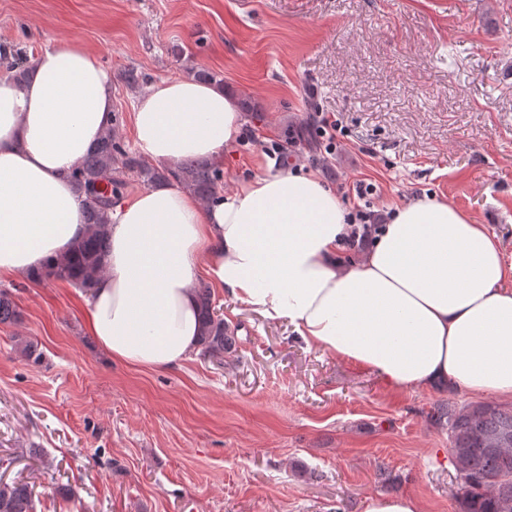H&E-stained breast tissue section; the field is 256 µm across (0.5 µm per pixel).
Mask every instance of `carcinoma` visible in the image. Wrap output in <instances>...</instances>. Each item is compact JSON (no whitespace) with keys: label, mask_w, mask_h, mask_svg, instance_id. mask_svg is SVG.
<instances>
[{"label":"carcinoma","mask_w":512,"mask_h":512,"mask_svg":"<svg viewBox=\"0 0 512 512\" xmlns=\"http://www.w3.org/2000/svg\"><path fill=\"white\" fill-rule=\"evenodd\" d=\"M17 81L30 72L28 60L18 56L8 65ZM137 174L141 182H178L207 202L224 184V172L207 163L187 159L173 168L158 169L141 163L120 143L118 129L108 128L72 171L71 177L84 195L87 232L72 253L49 261L32 275L34 279H58L80 288L92 284L106 270L108 212L124 187L125 174ZM201 336L198 346L205 358L221 362L233 350L235 331L224 323L214 304L211 288H196ZM20 311L9 288H0V323H13ZM436 428L448 430L457 468L458 512H512V408L494 403L456 407L438 403L428 414ZM0 512H34L32 486L24 481L0 478Z\"/></svg>","instance_id":"obj_1"}]
</instances>
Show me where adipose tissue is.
<instances>
[{
	"label": "adipose tissue",
	"instance_id": "1",
	"mask_svg": "<svg viewBox=\"0 0 512 512\" xmlns=\"http://www.w3.org/2000/svg\"><path fill=\"white\" fill-rule=\"evenodd\" d=\"M114 85L72 42L43 49L24 82L0 78V277L40 270L85 236L70 178L111 126ZM244 119L222 88L149 85L134 106L138 153L174 165L217 159ZM348 208L313 174L268 171L200 204L175 184L112 206L107 271L88 327L112 359L172 368L197 349V275L318 349L397 391L436 382L512 399V262L464 210L422 196L399 206L365 256L341 261Z\"/></svg>",
	"mask_w": 512,
	"mask_h": 512
}]
</instances>
